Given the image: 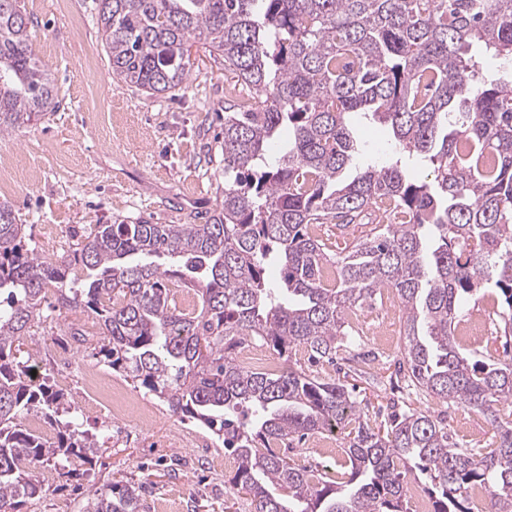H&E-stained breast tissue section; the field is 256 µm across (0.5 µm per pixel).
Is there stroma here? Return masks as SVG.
I'll return each mask as SVG.
<instances>
[{
  "label": "stroma",
  "instance_id": "stroma-1",
  "mask_svg": "<svg viewBox=\"0 0 512 512\" xmlns=\"http://www.w3.org/2000/svg\"><path fill=\"white\" fill-rule=\"evenodd\" d=\"M30 34L39 59L51 71L60 104L9 134L0 135V161L18 165V182L0 190L33 244L54 233L66 250L91 225L125 218L154 224H186L214 213L224 198V109L236 85L222 57L192 47L190 78L181 89L149 96L116 80L97 25V0H25ZM358 152L346 169L363 168L395 155L391 130L371 116L351 118ZM85 315L67 311L44 322L23 348L37 365V377L63 391L65 402L83 413L82 429L101 449L90 471L77 477L46 467L37 475L46 496L21 512H79L91 489L106 483L142 484L146 512H252L249 495L232 492L237 460L205 427L173 415L132 379L98 362L73 338ZM402 313L393 319V344L372 337L357 341L365 376L355 361L310 365L305 348L289 352L291 362L322 379H344L363 415L383 421L389 406L442 415L460 445L487 447L492 426L463 405H444L408 386L397 366L404 356ZM96 370L149 409L153 418H114L87 395L84 375ZM320 435L295 442L298 464L335 477L344 462L343 431L330 453L319 450Z\"/></svg>",
  "mask_w": 512,
  "mask_h": 512
}]
</instances>
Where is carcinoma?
<instances>
[{"instance_id":"carcinoma-1","label":"carcinoma","mask_w":512,"mask_h":512,"mask_svg":"<svg viewBox=\"0 0 512 512\" xmlns=\"http://www.w3.org/2000/svg\"><path fill=\"white\" fill-rule=\"evenodd\" d=\"M29 21L24 0H0V135L59 104ZM98 32L113 77L131 87L180 88L198 43L224 57L251 102L224 112V199L202 224H97L45 257L0 203V512L47 494L37 468L98 453L69 420L52 444L25 425L30 414L54 420L64 400L18 356L50 308L81 310L91 326L73 335L92 356L223 439L238 460L233 488L254 512H408L409 473L426 477L433 512H474L477 486L482 512H512V419L498 409L512 406V356L479 361L454 338L463 300L489 288L500 333L512 335V81L471 55L476 45L512 64V0H98ZM367 111L398 154L427 159L430 180L395 160L336 187L358 150L349 117ZM284 128L288 150L275 157ZM364 222L370 234L334 256L310 232ZM173 279L194 292L192 309ZM383 288L405 311L408 379L481 413L493 448L460 447L445 419L422 412H395L379 432L340 381L238 360L253 340L330 362L348 315ZM339 426L341 480L288 457L295 438ZM142 489L105 484L79 512H144Z\"/></svg>"}]
</instances>
